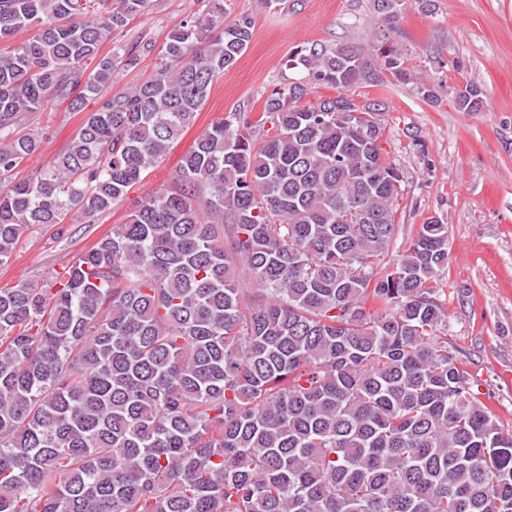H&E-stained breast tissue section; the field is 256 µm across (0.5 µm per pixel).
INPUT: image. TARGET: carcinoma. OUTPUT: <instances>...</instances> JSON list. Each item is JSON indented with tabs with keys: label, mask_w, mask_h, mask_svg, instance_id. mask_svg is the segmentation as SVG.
<instances>
[{
	"label": "carcinoma",
	"mask_w": 512,
	"mask_h": 512,
	"mask_svg": "<svg viewBox=\"0 0 512 512\" xmlns=\"http://www.w3.org/2000/svg\"><path fill=\"white\" fill-rule=\"evenodd\" d=\"M202 2L160 48L104 54L151 0H0V264L112 210L193 124L253 35ZM384 2L369 48L300 46L261 111L212 123L58 287L0 288V512H512V434L438 335L448 225L395 247L386 107L349 93L388 71L436 98L395 41L405 0ZM63 103L83 125L19 177L24 120ZM454 103L486 100L468 83ZM156 52H152L149 56L142 57L141 63L136 69L121 73L112 84V91L122 89L126 86L133 85L143 80L149 73L156 62Z\"/></svg>",
	"instance_id": "obj_1"
}]
</instances>
